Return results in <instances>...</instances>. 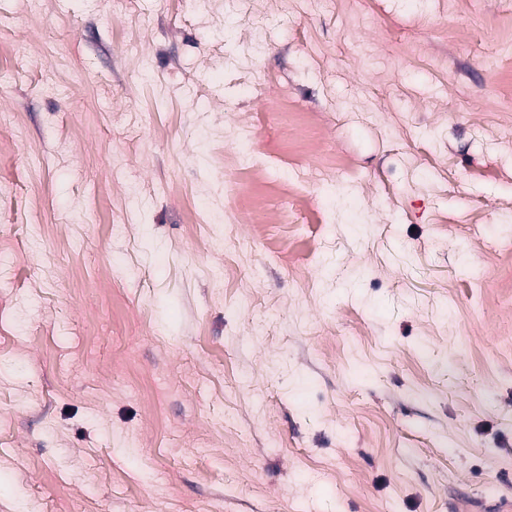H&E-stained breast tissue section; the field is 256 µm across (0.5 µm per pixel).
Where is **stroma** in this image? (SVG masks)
I'll list each match as a JSON object with an SVG mask.
<instances>
[{
    "label": "stroma",
    "instance_id": "stroma-1",
    "mask_svg": "<svg viewBox=\"0 0 512 512\" xmlns=\"http://www.w3.org/2000/svg\"><path fill=\"white\" fill-rule=\"evenodd\" d=\"M511 89L512 0H0V512L512 498ZM350 163L348 160L336 157L325 159L319 168L315 171V176L308 177L318 182L333 183L336 180V175L341 171L349 169Z\"/></svg>",
    "mask_w": 512,
    "mask_h": 512
}]
</instances>
